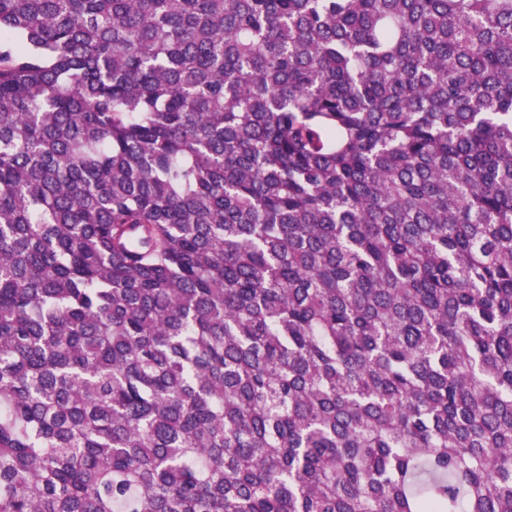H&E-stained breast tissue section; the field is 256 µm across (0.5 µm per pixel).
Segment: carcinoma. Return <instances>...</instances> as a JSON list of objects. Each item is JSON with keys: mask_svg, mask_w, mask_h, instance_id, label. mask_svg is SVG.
Listing matches in <instances>:
<instances>
[{"mask_svg": "<svg viewBox=\"0 0 512 512\" xmlns=\"http://www.w3.org/2000/svg\"><path fill=\"white\" fill-rule=\"evenodd\" d=\"M0 512H512V0H0Z\"/></svg>", "mask_w": 512, "mask_h": 512, "instance_id": "carcinoma-1", "label": "carcinoma"}]
</instances>
